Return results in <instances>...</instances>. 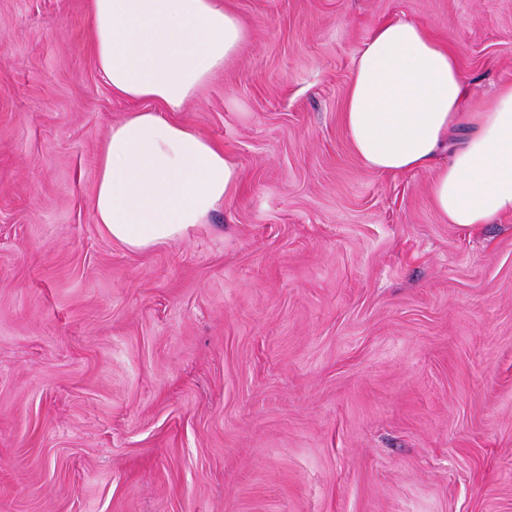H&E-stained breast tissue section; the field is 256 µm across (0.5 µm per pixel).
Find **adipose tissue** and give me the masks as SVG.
Returning a JSON list of instances; mask_svg holds the SVG:
<instances>
[{"mask_svg": "<svg viewBox=\"0 0 512 512\" xmlns=\"http://www.w3.org/2000/svg\"><path fill=\"white\" fill-rule=\"evenodd\" d=\"M100 77L137 108L112 125L98 155L94 214L139 252L191 234L231 202L237 165L196 127L167 120L241 50L247 30L225 0H90ZM458 58L424 24L396 20L365 42L342 123L372 171L435 168L431 196L451 224L512 217V84L481 106ZM466 136L451 141L457 127Z\"/></svg>", "mask_w": 512, "mask_h": 512, "instance_id": "adipose-tissue-1", "label": "adipose tissue"}]
</instances>
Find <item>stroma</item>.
<instances>
[{
  "instance_id": "1",
  "label": "stroma",
  "mask_w": 512,
  "mask_h": 512,
  "mask_svg": "<svg viewBox=\"0 0 512 512\" xmlns=\"http://www.w3.org/2000/svg\"><path fill=\"white\" fill-rule=\"evenodd\" d=\"M228 3L247 40L171 118L239 193L133 252L88 0H0V512H512V217L446 222L341 121L391 20L512 82V0Z\"/></svg>"
}]
</instances>
